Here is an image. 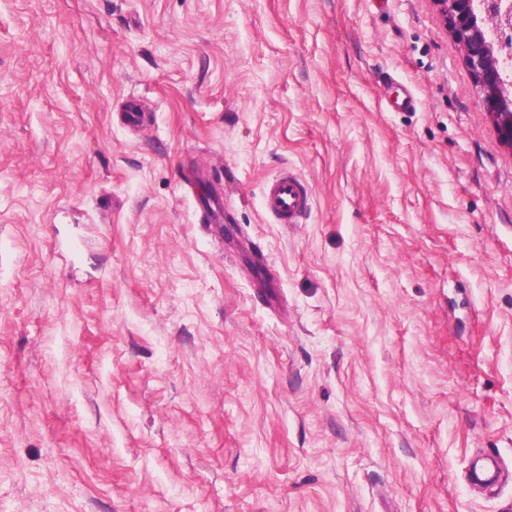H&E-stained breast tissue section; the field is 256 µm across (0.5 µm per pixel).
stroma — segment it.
<instances>
[{"label":"stroma","instance_id":"stroma-1","mask_svg":"<svg viewBox=\"0 0 512 512\" xmlns=\"http://www.w3.org/2000/svg\"><path fill=\"white\" fill-rule=\"evenodd\" d=\"M475 450L512 468V148L436 0H0V512H512ZM263 210L277 224H300L311 208V194L296 175L281 173L263 189ZM203 181L209 184L207 194L202 192V186L199 182L196 190L193 192L194 197L201 205L204 212L207 213L210 224H222L224 222L225 213L221 191L212 182L208 180ZM197 189H200V191H197ZM509 475L497 457L487 454L472 455L465 471L469 487L489 492L499 488Z\"/></svg>","mask_w":512,"mask_h":512}]
</instances>
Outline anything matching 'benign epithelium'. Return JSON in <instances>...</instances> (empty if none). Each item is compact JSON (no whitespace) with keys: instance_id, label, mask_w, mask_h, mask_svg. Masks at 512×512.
Segmentation results:
<instances>
[{"instance_id":"benign-epithelium-1","label":"benign epithelium","mask_w":512,"mask_h":512,"mask_svg":"<svg viewBox=\"0 0 512 512\" xmlns=\"http://www.w3.org/2000/svg\"><path fill=\"white\" fill-rule=\"evenodd\" d=\"M449 17L452 31L461 45L464 60L483 91L482 102L493 114L501 139L512 146V100L502 94L504 79L499 61L486 32L478 25L479 8L492 27L512 30V0H436Z\"/></svg>"}]
</instances>
